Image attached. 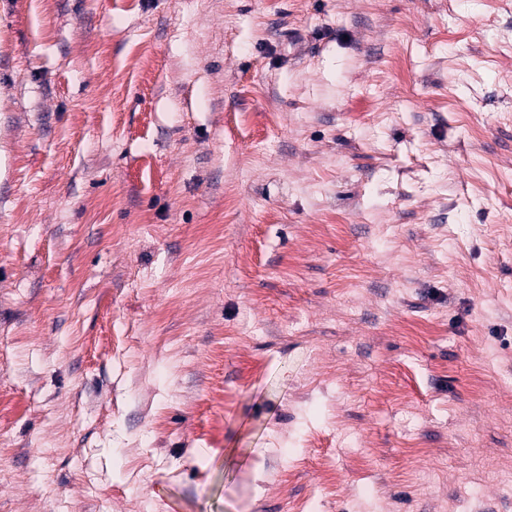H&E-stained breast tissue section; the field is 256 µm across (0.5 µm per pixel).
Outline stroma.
<instances>
[{"mask_svg": "<svg viewBox=\"0 0 512 512\" xmlns=\"http://www.w3.org/2000/svg\"><path fill=\"white\" fill-rule=\"evenodd\" d=\"M0 512H512V0H0Z\"/></svg>", "mask_w": 512, "mask_h": 512, "instance_id": "stroma-1", "label": "stroma"}]
</instances>
